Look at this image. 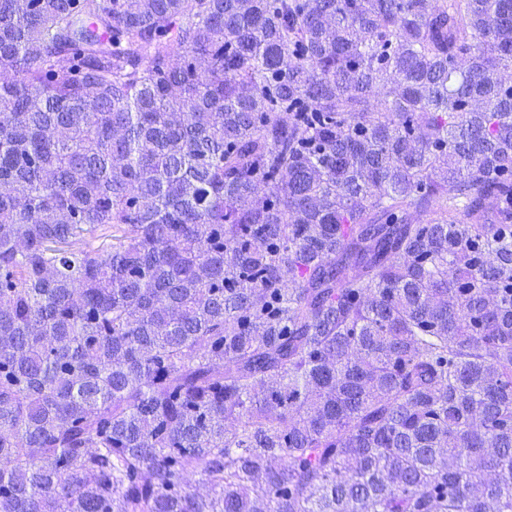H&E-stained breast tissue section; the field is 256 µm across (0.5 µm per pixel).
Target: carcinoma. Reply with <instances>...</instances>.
I'll return each instance as SVG.
<instances>
[{
	"label": "carcinoma",
	"instance_id": "obj_1",
	"mask_svg": "<svg viewBox=\"0 0 512 512\" xmlns=\"http://www.w3.org/2000/svg\"><path fill=\"white\" fill-rule=\"evenodd\" d=\"M0 64V512H512V0H0Z\"/></svg>",
	"mask_w": 512,
	"mask_h": 512
}]
</instances>
